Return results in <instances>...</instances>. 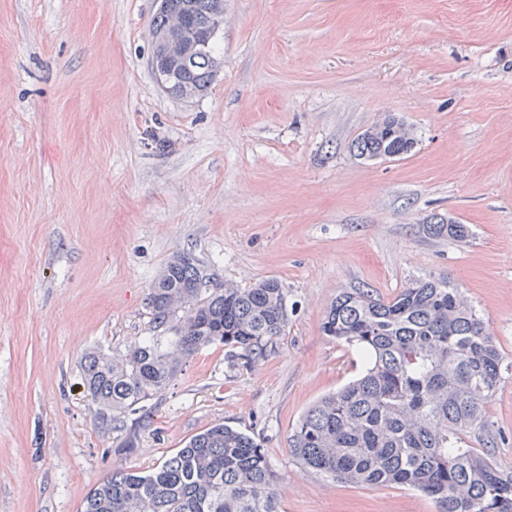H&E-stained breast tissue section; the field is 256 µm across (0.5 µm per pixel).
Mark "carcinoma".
I'll return each mask as SVG.
<instances>
[{"label":"carcinoma","mask_w":512,"mask_h":512,"mask_svg":"<svg viewBox=\"0 0 512 512\" xmlns=\"http://www.w3.org/2000/svg\"><path fill=\"white\" fill-rule=\"evenodd\" d=\"M168 3L152 29L196 35L188 64L159 59L174 74L171 94L184 86L203 93L219 55L216 39L207 37L214 0ZM392 125L388 114L358 135L352 142L357 156L409 154L417 143L413 130ZM426 228L434 236H469L466 225L454 222ZM146 307L149 335L123 358L93 350L82 363L100 426L134 416L115 449L125 456L136 451V428L151 419L152 400L201 348L222 344L249 366L288 326L280 281L242 288L180 253L153 279ZM322 331L362 350L367 366L298 421L291 447L302 465L353 486L415 488L435 498L442 512H512V466L464 443L471 432L495 442L486 408L499 388L503 357L448 277L410 282L389 300L367 289L345 290L327 306ZM83 512H280L278 477L260 438L215 423L149 471L112 473L87 494Z\"/></svg>","instance_id":"1"}]
</instances>
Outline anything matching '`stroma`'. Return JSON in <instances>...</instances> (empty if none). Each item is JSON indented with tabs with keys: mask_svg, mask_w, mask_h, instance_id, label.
Instances as JSON below:
<instances>
[{
	"mask_svg": "<svg viewBox=\"0 0 512 512\" xmlns=\"http://www.w3.org/2000/svg\"><path fill=\"white\" fill-rule=\"evenodd\" d=\"M154 0H0V512H81L118 469L150 470L222 422L259 436L282 512H439L434 499L304 468L289 437L361 373L325 336L342 290L384 299L447 276L503 356L487 406L512 463V0H224L223 65L183 100L153 74ZM412 125L400 158L352 141ZM467 225L456 241L429 219ZM225 281L274 277L288 327L251 366L203 348L130 457L81 380L92 349L147 335L176 253Z\"/></svg>",
	"mask_w": 512,
	"mask_h": 512,
	"instance_id": "35a3bbf8",
	"label": "stroma"
}]
</instances>
